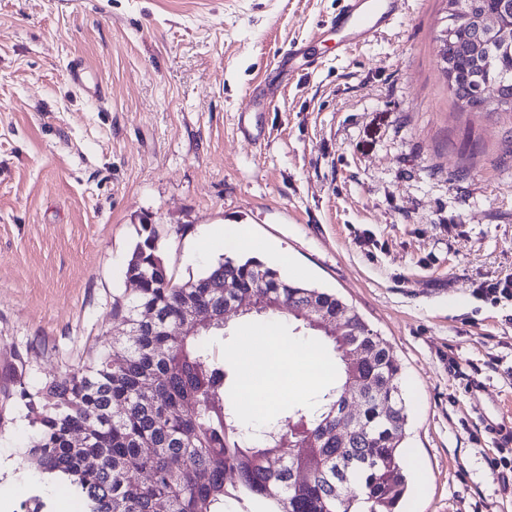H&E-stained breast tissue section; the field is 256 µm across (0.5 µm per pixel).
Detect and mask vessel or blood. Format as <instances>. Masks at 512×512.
<instances>
[{"label":"vessel or blood","instance_id":"1","mask_svg":"<svg viewBox=\"0 0 512 512\" xmlns=\"http://www.w3.org/2000/svg\"><path fill=\"white\" fill-rule=\"evenodd\" d=\"M406 0H343L332 24L337 44L343 52H351L371 36L391 27L403 14ZM69 82L89 99L105 102L108 91L99 77L90 76L82 61H72L67 68ZM484 431L502 445L512 444V422L482 416Z\"/></svg>","mask_w":512,"mask_h":512}]
</instances>
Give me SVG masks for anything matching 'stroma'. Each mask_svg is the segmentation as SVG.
Wrapping results in <instances>:
<instances>
[{
	"label": "stroma",
	"mask_w": 512,
	"mask_h": 512,
	"mask_svg": "<svg viewBox=\"0 0 512 512\" xmlns=\"http://www.w3.org/2000/svg\"><path fill=\"white\" fill-rule=\"evenodd\" d=\"M339 7L0 0V458L27 490L10 512H86L23 460L35 429L14 369L41 387L111 346L146 224L178 282L235 256L222 230L247 226L386 340L408 407L404 512H512V472L477 419L512 412V305L472 294L512 274V115L453 105L435 59L444 0H407L347 54L325 27ZM307 41L319 66L250 108V87ZM74 59L104 104L70 85ZM226 319L210 346L237 374L244 335L303 338L284 317Z\"/></svg>",
	"instance_id": "stroma-1"
}]
</instances>
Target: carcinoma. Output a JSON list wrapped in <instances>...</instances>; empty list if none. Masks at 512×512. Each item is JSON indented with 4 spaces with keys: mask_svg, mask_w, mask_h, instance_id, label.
I'll return each instance as SVG.
<instances>
[{
    "mask_svg": "<svg viewBox=\"0 0 512 512\" xmlns=\"http://www.w3.org/2000/svg\"><path fill=\"white\" fill-rule=\"evenodd\" d=\"M447 24H468L495 15L499 31L512 36V10L504 0H447ZM453 76L446 80L462 111H487L483 86H499L501 105L512 114V47L493 35L469 52L448 44ZM143 236L125 275L141 287L116 302L126 331L113 338L124 356L112 362L101 351L78 371L41 388L15 375L26 400L33 440L23 452L37 469L66 478L88 512H224V501L249 500L264 512H397L405 492L407 410L398 385L401 366L387 342L336 293L290 281L253 258L226 257L202 273L176 283L162 257L155 229ZM263 294L267 316L283 312L305 326L297 311L314 301L325 314L341 313L347 336H328L335 368L331 388L314 404L299 403L252 432L234 402L224 401L229 371L207 344L224 329V295ZM201 315L188 336L163 331ZM372 353L358 368L360 389L348 388L345 349ZM377 386L376 394L366 390ZM350 399L361 408V424L345 442L336 439V404ZM125 408L115 415L112 409ZM91 430L78 443L77 432ZM320 467L301 481L291 471ZM235 480L226 484L227 475Z\"/></svg>",
    "mask_w": 512,
    "mask_h": 512,
    "instance_id": "carcinoma-1",
    "label": "carcinoma"
}]
</instances>
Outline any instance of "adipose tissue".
I'll return each mask as SVG.
<instances>
[{"label": "adipose tissue", "instance_id": "obj_1", "mask_svg": "<svg viewBox=\"0 0 512 512\" xmlns=\"http://www.w3.org/2000/svg\"><path fill=\"white\" fill-rule=\"evenodd\" d=\"M236 357L243 367L239 406L253 417L258 414L260 400L276 392L273 379L278 371L288 370L292 392L304 400L332 377L330 361L312 342L293 343L283 349L249 342L238 350Z\"/></svg>", "mask_w": 512, "mask_h": 512}]
</instances>
